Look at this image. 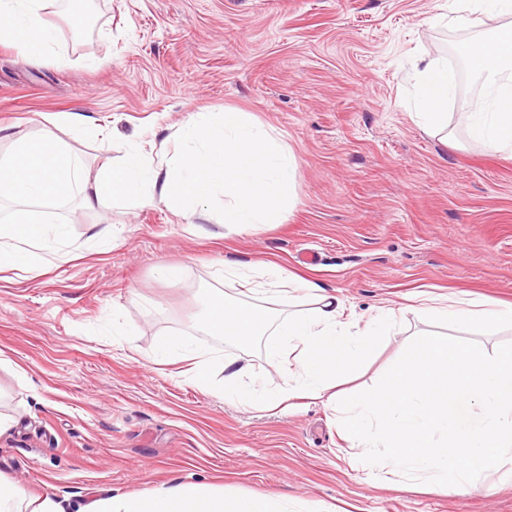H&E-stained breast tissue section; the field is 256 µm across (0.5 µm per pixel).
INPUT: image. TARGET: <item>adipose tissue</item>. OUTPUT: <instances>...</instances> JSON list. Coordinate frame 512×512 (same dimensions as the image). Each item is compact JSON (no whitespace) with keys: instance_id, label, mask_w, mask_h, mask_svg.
<instances>
[{"instance_id":"obj_1","label":"adipose tissue","mask_w":512,"mask_h":512,"mask_svg":"<svg viewBox=\"0 0 512 512\" xmlns=\"http://www.w3.org/2000/svg\"><path fill=\"white\" fill-rule=\"evenodd\" d=\"M49 0H0V43L26 58L57 56L59 29L43 19ZM433 24L487 27L488 38L463 45L481 80L484 102L462 113L472 149L512 156V0H452ZM455 76L447 62L432 58L415 65L414 106L421 126L431 132L448 127V100ZM179 157L167 169L154 166L139 148L121 163L88 178L79 157L53 130L19 139L0 160V201L12 208L0 226V267L31 271L41 253L66 244V225L48 222V205L81 194L87 208L107 200L140 206L161 204L182 218L204 208L223 191V219L211 238L224 231H256L278 223L281 202L295 182L296 159L271 135L241 113L196 112L178 127ZM225 278L264 295L265 306L234 297L202 299L197 327L240 344L267 331L272 368L282 382L258 392L234 361H218L183 336L163 337L156 363L191 361L192 380L227 399L274 409L300 397L320 398L338 378L352 375L377 346L371 330H352L344 304L311 281L287 277L275 262H224ZM291 312H282L283 304ZM422 317L451 329V336L427 337L411 348L375 388L337 399L345 439L382 449L393 473L430 481L443 490L475 486L477 477L512 458V348L482 356L456 339L460 330L494 331L512 324V304L463 295L423 298ZM0 512H65L54 496L28 500L25 489L0 477ZM76 512H288L255 494L224 495L208 484L174 482L142 494L112 495L79 505Z\"/></svg>"}]
</instances>
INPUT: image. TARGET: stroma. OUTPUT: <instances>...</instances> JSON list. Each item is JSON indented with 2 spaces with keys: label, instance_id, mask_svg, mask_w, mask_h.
Masks as SVG:
<instances>
[{
  "label": "stroma",
  "instance_id": "35a3bbf8",
  "mask_svg": "<svg viewBox=\"0 0 512 512\" xmlns=\"http://www.w3.org/2000/svg\"><path fill=\"white\" fill-rule=\"evenodd\" d=\"M73 30L58 6L62 61H34L0 44V155L61 112L91 136L56 134L88 175L139 145L174 160L173 133L192 112L245 113L296 159L279 223L212 239L224 209L215 192L185 223L162 206L80 196L55 205L68 246L37 269H0V476L70 512L112 494L178 480L225 494L253 492L291 512H512V463L449 494L405 477L383 480L386 458L350 446L336 408L313 399L286 410L242 406L195 385L181 364L152 363L159 337L184 336L276 386L266 337L243 346L198 330L206 294H238L223 258L271 260L317 281L366 322L394 306L393 326L345 394L378 385L421 334L442 324L402 308L404 295L468 291L512 302V159L442 142L418 123V57L447 56L472 30L428 25L445 0H81ZM112 227L111 246L90 237ZM181 269L179 280L156 275ZM28 376L20 382L14 374Z\"/></svg>",
  "mask_w": 512,
  "mask_h": 512
}]
</instances>
